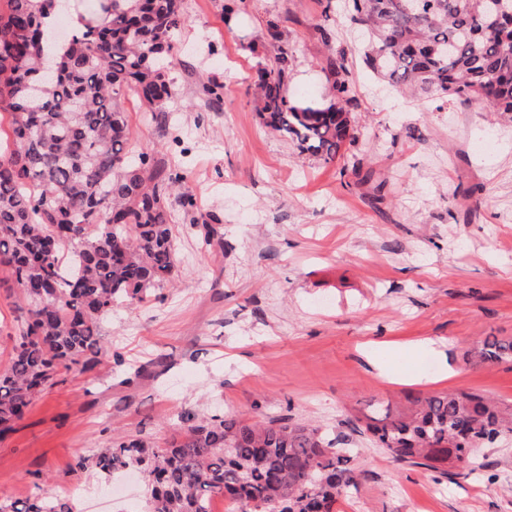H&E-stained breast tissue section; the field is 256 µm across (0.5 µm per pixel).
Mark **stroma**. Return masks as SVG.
Returning a JSON list of instances; mask_svg holds the SVG:
<instances>
[{"label": "stroma", "mask_w": 512, "mask_h": 512, "mask_svg": "<svg viewBox=\"0 0 512 512\" xmlns=\"http://www.w3.org/2000/svg\"><path fill=\"white\" fill-rule=\"evenodd\" d=\"M237 22L224 23L227 2ZM360 110L357 142L332 163L264 128L250 85L268 22L298 48L289 91L328 102L321 0H185L165 116L134 96L130 149L179 174L196 202L171 204L172 283L115 305L87 371L59 367L0 440V504L72 489L117 512H147L139 477L112 497L80 458L113 439L164 444L182 412L285 418L349 437L360 475L336 512H512V436L445 478L397 464L364 428L379 406L464 390L512 403V361L473 364L484 341L512 338V121L477 105L410 98L374 76L335 0ZM224 87L205 102L203 82ZM27 313L0 272V370ZM428 343L407 356L404 344Z\"/></svg>", "instance_id": "1"}]
</instances>
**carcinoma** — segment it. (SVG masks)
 <instances>
[{
    "instance_id": "carcinoma-1",
    "label": "carcinoma",
    "mask_w": 512,
    "mask_h": 512,
    "mask_svg": "<svg viewBox=\"0 0 512 512\" xmlns=\"http://www.w3.org/2000/svg\"><path fill=\"white\" fill-rule=\"evenodd\" d=\"M0 9V271L21 289L27 319L8 368L0 372V438L35 396L56 384L64 363L90 370L101 351L99 327L112 306L143 301L174 275L176 249L167 207L180 196L177 174L147 153L132 154L122 99L136 95L152 112L172 97L173 35L184 0H94L82 28L61 42L47 19L58 0H5ZM350 22L365 31V63L411 95L483 104L512 117V0H347ZM322 34L331 57L334 101L288 94L296 48L271 23L270 54L256 64L264 127L303 154L333 162L356 141L359 104L347 50ZM68 247L70 272L60 250ZM478 363L512 358V338L486 341ZM181 432L159 446L112 442L83 459L110 478L136 468L150 512H211L221 495L240 512H334L358 488L348 439L286 419L247 422L233 414L180 416ZM403 464L445 476L474 470L477 448L512 431V406L480 394L439 392L366 425ZM0 512H73L65 497L36 494Z\"/></svg>"
}]
</instances>
